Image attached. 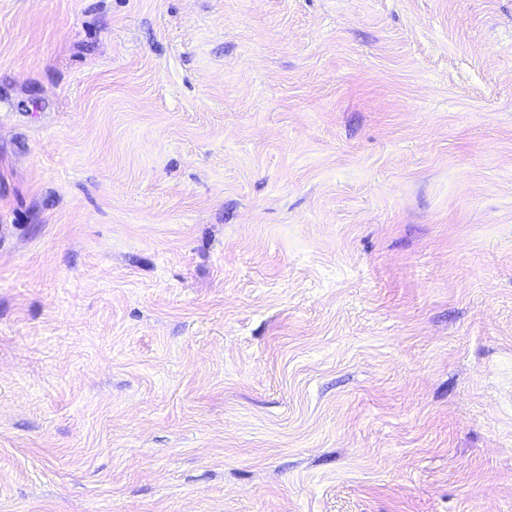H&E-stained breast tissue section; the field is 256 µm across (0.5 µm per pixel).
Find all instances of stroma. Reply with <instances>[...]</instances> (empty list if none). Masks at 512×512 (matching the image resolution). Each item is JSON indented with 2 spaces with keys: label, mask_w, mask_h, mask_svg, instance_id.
I'll use <instances>...</instances> for the list:
<instances>
[{
  "label": "stroma",
  "mask_w": 512,
  "mask_h": 512,
  "mask_svg": "<svg viewBox=\"0 0 512 512\" xmlns=\"http://www.w3.org/2000/svg\"><path fill=\"white\" fill-rule=\"evenodd\" d=\"M0 512H512V0H0Z\"/></svg>",
  "instance_id": "1"
}]
</instances>
